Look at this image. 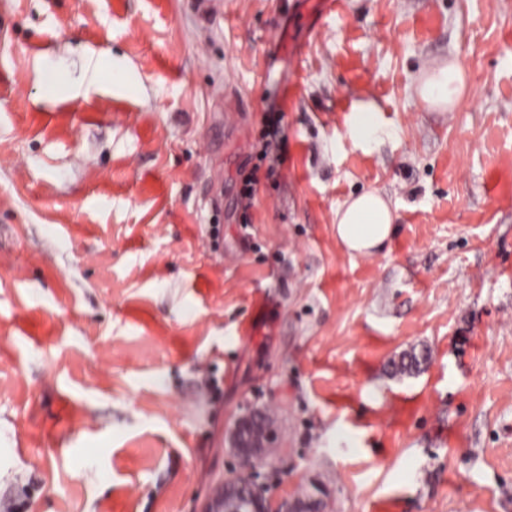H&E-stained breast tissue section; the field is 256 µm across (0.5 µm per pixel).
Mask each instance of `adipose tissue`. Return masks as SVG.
Wrapping results in <instances>:
<instances>
[{
    "instance_id": "obj_1",
    "label": "adipose tissue",
    "mask_w": 512,
    "mask_h": 512,
    "mask_svg": "<svg viewBox=\"0 0 512 512\" xmlns=\"http://www.w3.org/2000/svg\"><path fill=\"white\" fill-rule=\"evenodd\" d=\"M465 84L462 69L448 62L432 69L419 86L418 95L428 106L444 111L455 108ZM397 215L384 198L365 192L336 211V237L350 252L371 256L390 240Z\"/></svg>"
}]
</instances>
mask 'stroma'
Masks as SVG:
<instances>
[{
  "mask_svg": "<svg viewBox=\"0 0 512 512\" xmlns=\"http://www.w3.org/2000/svg\"><path fill=\"white\" fill-rule=\"evenodd\" d=\"M369 190L364 257L336 209ZM250 404L272 500L512 512V0H0V492L202 512ZM465 84L464 72L454 61H448L432 69L419 86L418 95L428 106L448 111L455 108ZM350 134L362 141H370L382 132L374 113H359L349 129ZM397 215L376 192H364L336 210V237L352 254L371 256L390 240ZM429 355L425 351L417 353L414 349L403 353L398 362H393L396 372L403 375H412L419 373L423 366L427 363Z\"/></svg>",
  "mask_w": 512,
  "mask_h": 512,
  "instance_id": "35a3bbf8",
  "label": "stroma"
}]
</instances>
